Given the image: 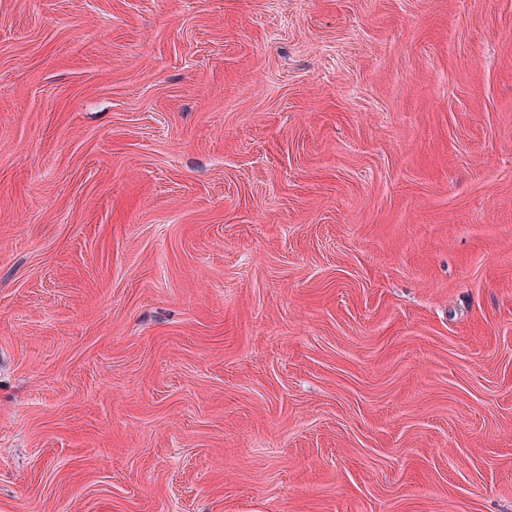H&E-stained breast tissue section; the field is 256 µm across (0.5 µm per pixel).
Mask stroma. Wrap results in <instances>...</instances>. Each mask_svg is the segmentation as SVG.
Instances as JSON below:
<instances>
[{
  "instance_id": "1",
  "label": "stroma",
  "mask_w": 512,
  "mask_h": 512,
  "mask_svg": "<svg viewBox=\"0 0 512 512\" xmlns=\"http://www.w3.org/2000/svg\"><path fill=\"white\" fill-rule=\"evenodd\" d=\"M0 512H512V0H0Z\"/></svg>"
}]
</instances>
